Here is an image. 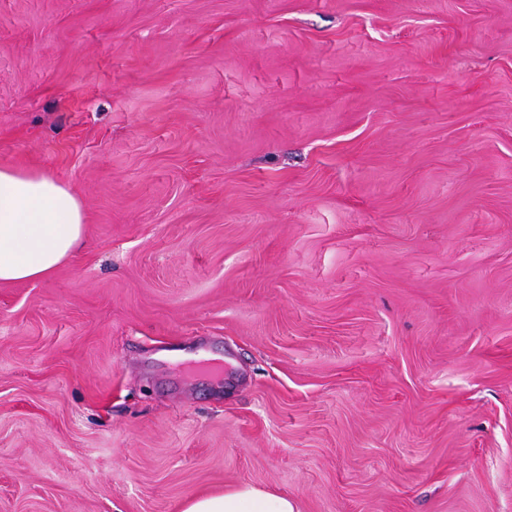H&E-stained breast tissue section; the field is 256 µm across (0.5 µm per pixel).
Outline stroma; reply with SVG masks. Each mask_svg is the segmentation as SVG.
Instances as JSON below:
<instances>
[{
  "mask_svg": "<svg viewBox=\"0 0 512 512\" xmlns=\"http://www.w3.org/2000/svg\"><path fill=\"white\" fill-rule=\"evenodd\" d=\"M0 512H512V0H0ZM85 214L51 175L0 166V285L50 278L83 240ZM175 512H296L288 496L241 484L220 493L197 496Z\"/></svg>",
  "mask_w": 512,
  "mask_h": 512,
  "instance_id": "35a3bbf8",
  "label": "stroma"
}]
</instances>
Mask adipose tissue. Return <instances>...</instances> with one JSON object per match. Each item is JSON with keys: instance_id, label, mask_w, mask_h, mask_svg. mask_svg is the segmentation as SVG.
Instances as JSON below:
<instances>
[{"instance_id": "obj_1", "label": "adipose tissue", "mask_w": 512, "mask_h": 512, "mask_svg": "<svg viewBox=\"0 0 512 512\" xmlns=\"http://www.w3.org/2000/svg\"><path fill=\"white\" fill-rule=\"evenodd\" d=\"M85 208L38 170L0 166V285L50 278L84 238ZM176 512H295L288 496L241 484L197 496Z\"/></svg>"}]
</instances>
